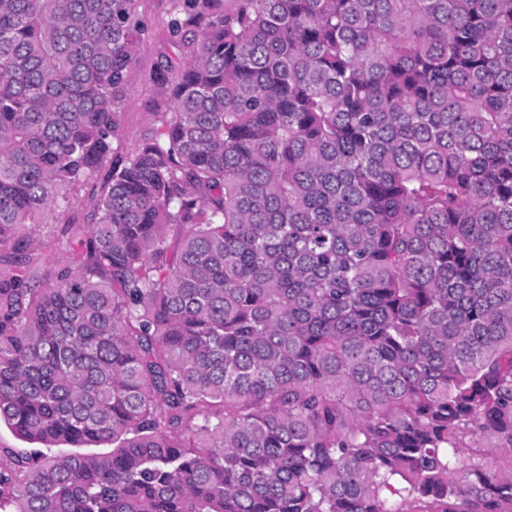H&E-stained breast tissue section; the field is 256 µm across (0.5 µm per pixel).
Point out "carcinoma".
<instances>
[{
  "label": "carcinoma",
  "mask_w": 512,
  "mask_h": 512,
  "mask_svg": "<svg viewBox=\"0 0 512 512\" xmlns=\"http://www.w3.org/2000/svg\"><path fill=\"white\" fill-rule=\"evenodd\" d=\"M136 2L0 0V512H512V0H174L126 153ZM173 0H139L137 12L145 25V42L127 71L128 96L121 106L120 140L126 152L152 138L171 117L172 107L163 85L155 78L167 60L179 63L168 21ZM110 172V163H107L91 182L78 187L71 193L70 205L66 211L58 216L60 223L74 220L77 224H88L93 204L101 193V189ZM53 230L50 226L40 228V240L42 246L38 252L40 272L43 275H49L54 269L66 260V253L57 249L53 244Z\"/></svg>",
  "instance_id": "1"
}]
</instances>
